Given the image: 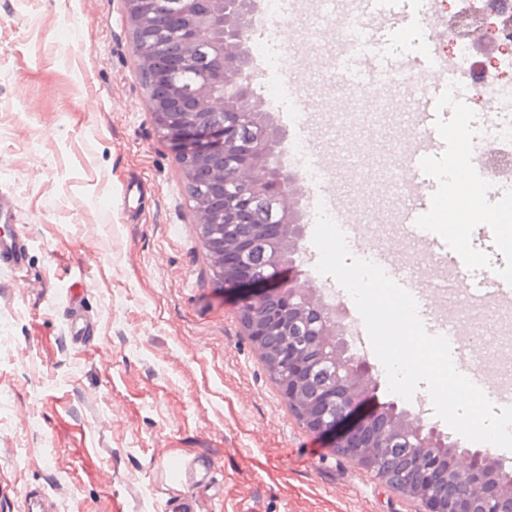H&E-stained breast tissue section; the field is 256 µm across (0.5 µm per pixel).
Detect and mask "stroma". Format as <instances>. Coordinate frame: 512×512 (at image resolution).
I'll list each match as a JSON object with an SVG mask.
<instances>
[{
    "instance_id": "1",
    "label": "stroma",
    "mask_w": 512,
    "mask_h": 512,
    "mask_svg": "<svg viewBox=\"0 0 512 512\" xmlns=\"http://www.w3.org/2000/svg\"><path fill=\"white\" fill-rule=\"evenodd\" d=\"M337 20L311 26L284 16L278 43L287 78L327 100L314 133L329 182L349 220L367 212L402 273L442 279L397 223L407 190L405 149L420 82L374 85L354 97L327 84L336 67ZM120 0H0V193L28 239L17 292L0 268V481L15 497L30 486L58 512H419L415 501L350 460L331 438L291 414L237 318L239 299L220 292L202 248L176 157L157 135ZM498 210L469 211L434 236L463 247L484 227L507 239ZM91 288L85 347L67 329V290ZM437 300L465 337L469 369L494 378L482 350L501 342L506 310H473L448 276ZM374 404L396 403L459 447L470 442L439 416L426 388L407 401L385 370ZM211 458L208 482L170 489L158 453Z\"/></svg>"
}]
</instances>
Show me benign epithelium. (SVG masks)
Here are the masks:
<instances>
[{
	"label": "benign epithelium",
	"instance_id": "obj_1",
	"mask_svg": "<svg viewBox=\"0 0 512 512\" xmlns=\"http://www.w3.org/2000/svg\"><path fill=\"white\" fill-rule=\"evenodd\" d=\"M121 2L155 129L175 152L214 280L239 293L240 324L302 427L331 437L333 452L397 487L421 512H490L492 502L512 499L488 454L475 451L461 464L456 444L394 403L362 412L377 387L369 363L350 351L335 306L284 279L303 226L288 205L285 132L252 101L257 66L245 45L259 0H177L175 28L170 0ZM187 71L196 74L190 83ZM259 202L274 212L259 215ZM258 245L270 277L252 269ZM328 366L336 378L313 391V376ZM402 443L406 461L393 456Z\"/></svg>",
	"mask_w": 512,
	"mask_h": 512
}]
</instances>
